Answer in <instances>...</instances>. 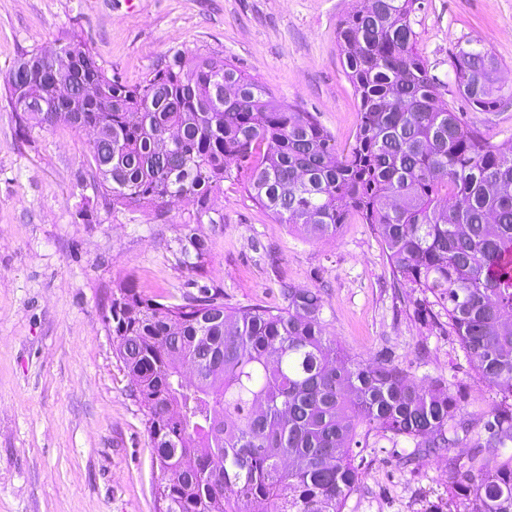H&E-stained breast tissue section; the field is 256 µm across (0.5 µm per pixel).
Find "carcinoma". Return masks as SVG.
I'll return each instance as SVG.
<instances>
[{
    "instance_id": "cac0c4a2",
    "label": "carcinoma",
    "mask_w": 512,
    "mask_h": 512,
    "mask_svg": "<svg viewBox=\"0 0 512 512\" xmlns=\"http://www.w3.org/2000/svg\"><path fill=\"white\" fill-rule=\"evenodd\" d=\"M421 0H370L337 38L360 101L354 143L338 154L316 115L210 55L174 51L136 85L108 76L64 35L8 73L19 128L90 129L92 188L112 208L168 224L170 200L195 212L173 238L198 294L179 304L133 282L112 293L116 355L146 416L164 512H343L359 482L357 449L377 431L407 456L448 451L470 422L443 380L415 388L385 360L344 353L329 336L321 291L282 284L283 304L234 307L207 283L224 232L215 205L236 181L262 211L312 239L357 218L378 231L393 276L418 292L415 314L448 335L501 399L472 439L454 496L512 512V149L490 143L438 98L411 15ZM499 63L479 40L459 47L454 83L481 112L504 98Z\"/></svg>"
}]
</instances>
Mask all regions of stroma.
I'll list each match as a JSON object with an SVG mask.
<instances>
[{
    "instance_id": "stroma-1",
    "label": "stroma",
    "mask_w": 512,
    "mask_h": 512,
    "mask_svg": "<svg viewBox=\"0 0 512 512\" xmlns=\"http://www.w3.org/2000/svg\"><path fill=\"white\" fill-rule=\"evenodd\" d=\"M356 0H0V512H155L161 474L144 416L107 324L112 291L133 279L167 303L196 294L170 251L172 230L146 212L115 210L87 173L89 132L60 125L24 133L5 80L24 53L56 49L60 33L86 43L108 75L133 85L173 50L210 52L281 102L317 113L337 151L354 141L359 99L337 39ZM436 92L494 145H512V99L475 110L458 93L452 62L481 40L512 74V0H423L412 16ZM92 223L75 214L80 196ZM224 234L209 258L232 306L279 305L280 282L325 292L337 343L381 358L410 380L441 377L460 415L481 427L501 398L473 370L455 337L419 321L371 225L351 222L313 240L272 221L225 183ZM472 448L404 459L378 434L361 452L344 512H435L448 499L449 463Z\"/></svg>"
}]
</instances>
